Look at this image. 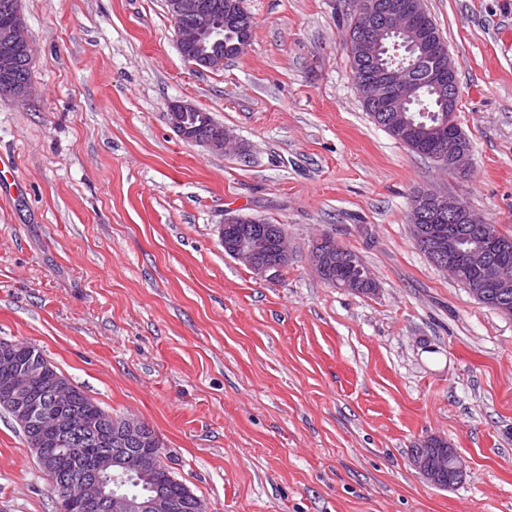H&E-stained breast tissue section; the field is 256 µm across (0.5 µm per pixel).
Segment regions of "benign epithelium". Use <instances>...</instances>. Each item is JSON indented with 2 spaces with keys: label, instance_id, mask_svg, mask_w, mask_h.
<instances>
[{
  "label": "benign epithelium",
  "instance_id": "7a95c632",
  "mask_svg": "<svg viewBox=\"0 0 512 512\" xmlns=\"http://www.w3.org/2000/svg\"><path fill=\"white\" fill-rule=\"evenodd\" d=\"M169 14L177 21L185 16H198L204 11L201 0H167ZM354 11L366 16L361 33L347 37L348 51L366 59L370 71L360 86L362 99L367 101L376 112L400 111L396 93L409 87L406 74L414 68V62L402 68L382 59V53L388 47L395 49L399 45L420 46L432 39L424 27L414 23L416 10L408 0L403 7L378 0H352ZM210 30L207 25L193 27L175 26L177 48L185 61L192 67L202 70L215 69L224 65L225 57L218 52L189 55L187 51L199 45ZM32 56V49L26 30L19 24H12L0 31V71L5 73L13 66V57L17 51ZM427 63V80L438 87H448V112L455 111L460 96V87L455 75L453 63L443 64L429 54L423 55ZM195 109L189 102L177 101L169 105L167 117L170 126L185 142L200 145L213 152H224L232 142L228 130L223 129L213 136L200 137L190 135L181 123L180 113ZM469 151L463 147L453 134L440 137L436 158H448L454 172L465 176L470 171ZM425 201L439 215H448L450 224H473L476 217L459 199L439 192L428 191ZM412 235L414 242L429 255L434 264L454 279L459 269L465 265L481 268L486 277L471 289L472 295L481 302L493 301L504 310L512 309V263L494 262L489 253L481 248L464 251L459 247L453 235L444 236L438 232H429L420 224L418 205H412ZM241 223V215L227 213L219 226V237L226 253L247 266L254 275L264 280H274L279 274L277 265L259 260L257 245L245 247L235 242L232 231L234 225ZM334 252L332 238L322 236L313 244L310 262L315 271L323 268V263L331 260ZM43 361L33 356L27 361H19L9 344H0V365L9 369L0 381V403L9 406L16 419L23 425H31L35 431L31 438V450L36 452L42 462L52 467L61 492L60 510L64 512L73 505H82L93 512H181L182 501L169 496L162 488L150 498H140L125 488L128 478L138 475L151 476L155 468V456L133 447L142 443L143 429L140 421L130 419L123 431L115 436H107L108 447L112 448V458L97 461L87 468L74 473H62L54 468L53 461L44 455V447L49 443L68 444L76 450L78 444L63 439V413L70 407L68 400L57 393H35L30 391L26 379L35 375ZM410 463L427 482L439 488H449L463 475L466 463L457 449L445 439H439L438 447H432L423 440L413 450Z\"/></svg>",
  "mask_w": 512,
  "mask_h": 512
}]
</instances>
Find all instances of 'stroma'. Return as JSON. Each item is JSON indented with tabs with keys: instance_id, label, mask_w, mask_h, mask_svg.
<instances>
[{
	"instance_id": "35a3bbf8",
	"label": "stroma",
	"mask_w": 512,
	"mask_h": 512,
	"mask_svg": "<svg viewBox=\"0 0 512 512\" xmlns=\"http://www.w3.org/2000/svg\"><path fill=\"white\" fill-rule=\"evenodd\" d=\"M424 5L457 72L464 177L367 116L351 0H246L247 50L203 71L165 0H20L32 91L0 97V340L152 427L210 512H512V317L431 264L409 221L435 189L512 232V0ZM177 100L242 153L181 140ZM228 212L285 225L279 279L225 254ZM325 234L376 293L313 271ZM431 436L466 461L451 488L410 464ZM0 512H56L1 411Z\"/></svg>"
}]
</instances>
